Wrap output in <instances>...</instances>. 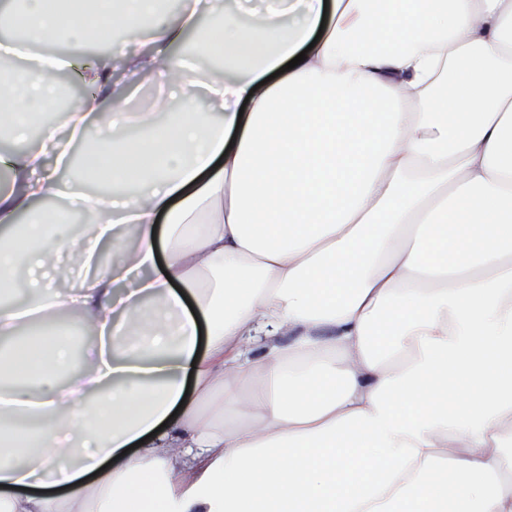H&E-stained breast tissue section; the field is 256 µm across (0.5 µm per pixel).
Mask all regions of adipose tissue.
<instances>
[{
  "label": "adipose tissue",
  "instance_id": "1",
  "mask_svg": "<svg viewBox=\"0 0 512 512\" xmlns=\"http://www.w3.org/2000/svg\"><path fill=\"white\" fill-rule=\"evenodd\" d=\"M182 5L0 0L184 105L124 112L102 60L23 149L64 64L0 54V294L46 277L0 305V512H512V0ZM208 24H209V17L203 18L198 29L191 31V32H187L184 42L180 45H176V46L172 47L171 50L174 55L182 56L185 59H187L188 62L191 64V66L202 76L220 75V74H215L213 72L212 68L210 67V62L207 59H205L203 57L190 56L185 53L186 46L188 44H191L192 42H194L195 39L197 38L199 31L201 29L205 28ZM220 76H224V73H223V75H220Z\"/></svg>",
  "mask_w": 512,
  "mask_h": 512
}]
</instances>
